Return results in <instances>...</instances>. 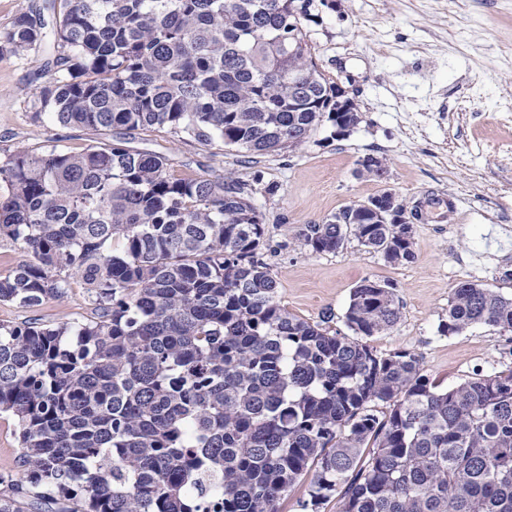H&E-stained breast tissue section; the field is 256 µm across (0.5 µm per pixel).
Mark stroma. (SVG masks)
<instances>
[{"instance_id":"obj_1","label":"stroma","mask_w":512,"mask_h":512,"mask_svg":"<svg viewBox=\"0 0 512 512\" xmlns=\"http://www.w3.org/2000/svg\"><path fill=\"white\" fill-rule=\"evenodd\" d=\"M305 29L327 78L340 81L362 112L349 136L323 124L297 149L251 159L216 142L203 145L168 129L136 131L132 147L168 158L178 176L245 177L261 171L276 184L257 205L266 215L258 251L279 288L281 304L312 323L332 314L343 333L353 288L370 278L389 283L400 318L369 344L380 354H415L440 388L461 383L474 368L504 365L506 336L480 324L461 333L438 332L462 282L512 295V0H314ZM21 13L44 25L40 48L0 53V159L50 147L80 151L101 137L34 118L43 64L57 52L52 0H0V31ZM490 107L473 112V98ZM385 157L388 179L357 174L366 155ZM392 190L421 205L413 227L414 259L404 265L349 240L332 253L313 254L291 239L293 229ZM84 286L72 281L63 299L34 308L0 303V323L60 324L90 317Z\"/></svg>"}]
</instances>
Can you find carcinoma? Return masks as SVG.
I'll list each match as a JSON object with an SVG mask.
<instances>
[{"label": "carcinoma", "mask_w": 512, "mask_h": 512, "mask_svg": "<svg viewBox=\"0 0 512 512\" xmlns=\"http://www.w3.org/2000/svg\"><path fill=\"white\" fill-rule=\"evenodd\" d=\"M313 0H61L33 118L102 131L81 152L0 161V239L24 254L0 302L36 307L84 285L92 315L0 324V416L17 422L21 476L0 512H278L309 470L317 512H512V364L441 389L419 359L368 344L399 319L391 286L364 279L345 312L352 335L281 305L257 257L266 230L260 172L177 177L128 146L168 127L264 155L308 141L334 85L307 35ZM45 38L26 13L0 51ZM303 224L293 239L334 252L351 234L392 264L414 258L406 224ZM512 333V296L462 283L449 336Z\"/></svg>", "instance_id": "cac0c4a2"}]
</instances>
